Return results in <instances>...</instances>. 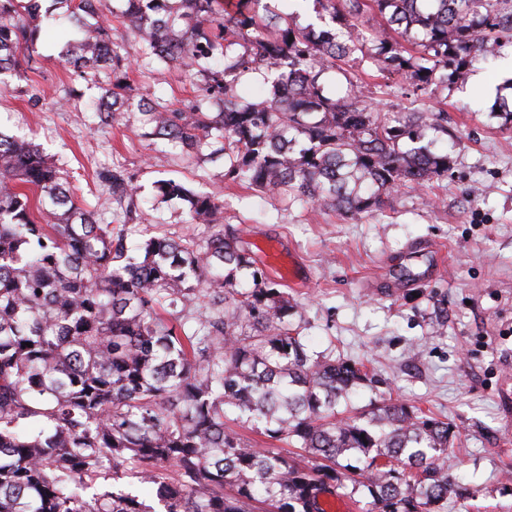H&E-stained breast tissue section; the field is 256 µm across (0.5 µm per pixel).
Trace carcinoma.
<instances>
[{"label": "carcinoma", "mask_w": 512, "mask_h": 512, "mask_svg": "<svg viewBox=\"0 0 512 512\" xmlns=\"http://www.w3.org/2000/svg\"><path fill=\"white\" fill-rule=\"evenodd\" d=\"M216 2L125 0L141 57L207 77L186 108H151L149 135L189 158L205 147L224 155L228 182L349 218L448 176V153L431 137L448 133V114L381 111L346 69L354 56L419 90L446 88L512 38V0H316L344 40L261 12L262 0H235L219 19ZM40 9L0 0V75L32 49L35 28L22 18ZM74 9L78 22L99 19L106 0ZM368 15L405 43L353 35ZM64 57L87 78L112 71L96 112L121 124L129 62L112 25L86 27ZM331 70L345 74L337 98L319 83ZM258 72L269 94L247 101L237 85ZM98 178L116 203L108 224L39 144L0 132V512H326L323 498L340 494L368 512H445L460 495L439 465L448 423L391 400L338 411L374 375L309 355L288 292L224 226L217 194L160 184L211 233L147 230L130 247L135 187L117 169ZM230 413L295 451L245 440L226 425ZM127 476L153 486L154 499L122 488Z\"/></svg>", "instance_id": "obj_1"}]
</instances>
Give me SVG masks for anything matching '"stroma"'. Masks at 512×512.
I'll list each match as a JSON object with an SVG mask.
<instances>
[{"label": "stroma", "instance_id": "1", "mask_svg": "<svg viewBox=\"0 0 512 512\" xmlns=\"http://www.w3.org/2000/svg\"><path fill=\"white\" fill-rule=\"evenodd\" d=\"M124 8V0H107L113 38L132 61L120 126L96 115L100 84L61 63L62 49L79 37L62 0L37 20L36 69L4 77L0 130L33 138L91 207L107 192L99 173L124 169L137 189V218L126 226L133 243L148 227L206 237L186 202L158 197L160 181L218 194L225 223L241 230L259 266L267 264L262 245L280 252L289 273L273 278L298 306L293 322L310 354L354 360L375 375L352 405L391 398L455 431L445 465L467 492L449 500L448 512H512V128L487 95L504 82L512 43L461 69L444 90L417 92L401 75L353 66L383 111L447 112L448 134L436 147L450 171L447 180L393 193L380 214L346 218L225 183L223 161H186L168 141L149 138L144 103L183 109L204 79L164 64L144 76L141 37L123 22ZM476 74L482 84H472Z\"/></svg>", "mask_w": 512, "mask_h": 512}]
</instances>
